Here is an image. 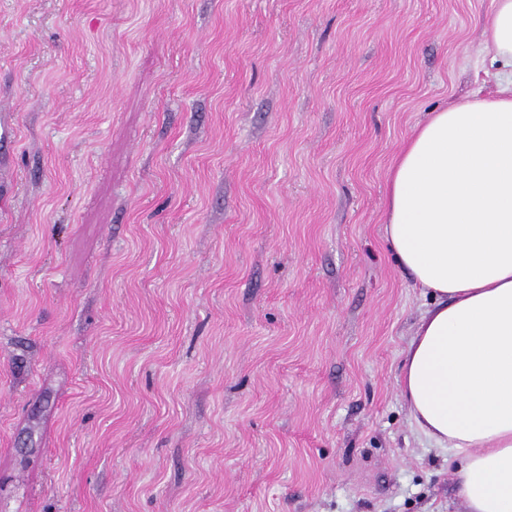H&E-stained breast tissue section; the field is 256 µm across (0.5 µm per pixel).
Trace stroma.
<instances>
[{
	"label": "stroma",
	"mask_w": 512,
	"mask_h": 512,
	"mask_svg": "<svg viewBox=\"0 0 512 512\" xmlns=\"http://www.w3.org/2000/svg\"><path fill=\"white\" fill-rule=\"evenodd\" d=\"M493 0H0V512H465L384 188Z\"/></svg>",
	"instance_id": "obj_1"
}]
</instances>
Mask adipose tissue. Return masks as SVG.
<instances>
[{
    "label": "adipose tissue",
    "instance_id": "1",
    "mask_svg": "<svg viewBox=\"0 0 512 512\" xmlns=\"http://www.w3.org/2000/svg\"><path fill=\"white\" fill-rule=\"evenodd\" d=\"M482 50L495 95L417 126L385 185V239L431 298L399 386L418 430L448 449L467 512H512V0Z\"/></svg>",
    "mask_w": 512,
    "mask_h": 512
}]
</instances>
